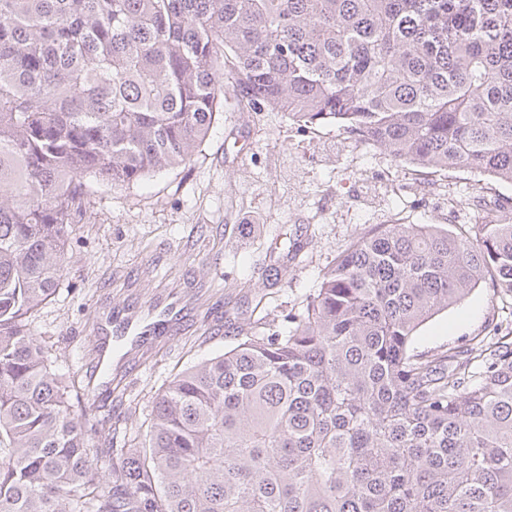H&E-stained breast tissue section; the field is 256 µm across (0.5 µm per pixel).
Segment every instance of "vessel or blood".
<instances>
[{
  "label": "vessel or blood",
  "instance_id": "b4317fda",
  "mask_svg": "<svg viewBox=\"0 0 512 512\" xmlns=\"http://www.w3.org/2000/svg\"><path fill=\"white\" fill-rule=\"evenodd\" d=\"M184 307L179 301L160 299L140 315L138 309L125 307L113 310L105 317L109 333L115 341H127L133 346L145 347L152 336H173L183 316Z\"/></svg>",
  "mask_w": 512,
  "mask_h": 512
}]
</instances>
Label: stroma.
I'll list each match as a JSON object with an SVG mask.
<instances>
[{"label":"stroma","instance_id":"stroma-1","mask_svg":"<svg viewBox=\"0 0 512 512\" xmlns=\"http://www.w3.org/2000/svg\"><path fill=\"white\" fill-rule=\"evenodd\" d=\"M512 202V184L451 168L422 169L361 146L333 124L300 127L229 96L191 165L106 191L72 227L64 282L33 317L62 372L85 376L105 312L181 297L175 339L112 349V384L94 383L128 428L144 429L158 390L185 367L236 344V327L301 310L322 272L379 224L479 223L481 198ZM512 334V298L484 279L413 339L432 355L473 337Z\"/></svg>","mask_w":512,"mask_h":512}]
</instances>
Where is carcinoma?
<instances>
[{
  "label": "carcinoma",
  "mask_w": 512,
  "mask_h": 512,
  "mask_svg": "<svg viewBox=\"0 0 512 512\" xmlns=\"http://www.w3.org/2000/svg\"><path fill=\"white\" fill-rule=\"evenodd\" d=\"M228 86L512 183V0H0V512H512V342L411 348L486 273L512 295V219L375 226L131 437L31 334L71 225L190 165Z\"/></svg>",
  "instance_id": "cac0c4a2"
}]
</instances>
